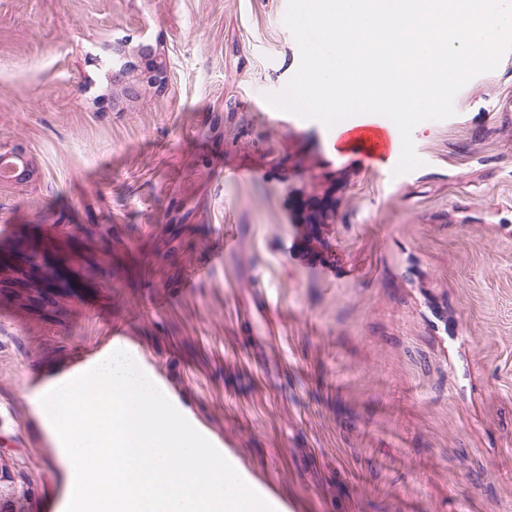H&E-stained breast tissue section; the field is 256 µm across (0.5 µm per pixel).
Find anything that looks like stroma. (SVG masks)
I'll list each match as a JSON object with an SVG mask.
<instances>
[{"label":"stroma","mask_w":512,"mask_h":512,"mask_svg":"<svg viewBox=\"0 0 512 512\" xmlns=\"http://www.w3.org/2000/svg\"><path fill=\"white\" fill-rule=\"evenodd\" d=\"M286 3L0 0V152L31 170L0 183V464L35 512H65L68 480L30 398L109 344L148 354L275 512H512V49L398 175L265 101L300 63ZM127 37L168 84L106 110ZM314 175L336 181L328 267L294 249Z\"/></svg>","instance_id":"stroma-1"}]
</instances>
